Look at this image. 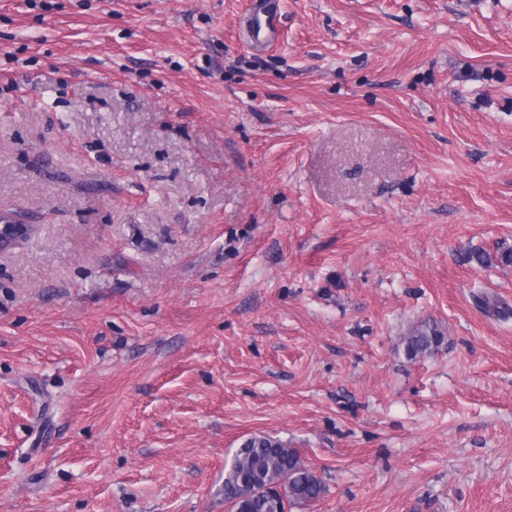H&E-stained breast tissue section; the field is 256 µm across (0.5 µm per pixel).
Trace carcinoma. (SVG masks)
Listing matches in <instances>:
<instances>
[{"label":"carcinoma","instance_id":"1","mask_svg":"<svg viewBox=\"0 0 512 512\" xmlns=\"http://www.w3.org/2000/svg\"><path fill=\"white\" fill-rule=\"evenodd\" d=\"M445 343L436 324L424 322L403 337L408 358L431 355ZM326 485L297 450L270 435H254L237 449L224 473L229 512H288L320 500Z\"/></svg>","mask_w":512,"mask_h":512}]
</instances>
